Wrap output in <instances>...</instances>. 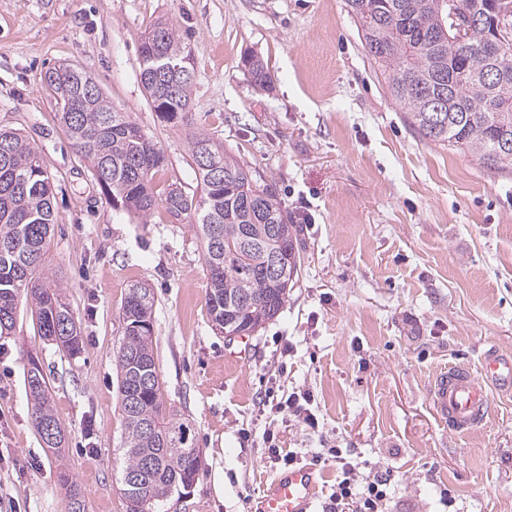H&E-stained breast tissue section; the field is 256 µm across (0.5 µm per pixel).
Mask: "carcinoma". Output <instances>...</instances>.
<instances>
[{"instance_id":"obj_1","label":"carcinoma","mask_w":512,"mask_h":512,"mask_svg":"<svg viewBox=\"0 0 512 512\" xmlns=\"http://www.w3.org/2000/svg\"><path fill=\"white\" fill-rule=\"evenodd\" d=\"M479 23L459 43L449 30L441 0H346L364 49L388 76L390 94L404 105L425 139L472 153L481 164L512 169V41L489 56L484 47L497 14L491 0H463ZM177 64L189 57L173 28L159 24L139 47L141 61L152 48ZM254 83L270 82L261 60L243 57ZM57 117L72 145L89 162L115 207L147 216L155 208L154 171L165 158L150 137L102 90L60 68L47 71ZM168 108L164 121L191 130L192 162L206 151L224 169L219 182L196 168L199 195L178 189L162 204L175 219L191 221L207 280L206 306L212 325L226 337L249 336L274 319L296 283L300 254L297 229L272 184L257 185L248 167L206 133L191 129L190 93L165 83L148 88ZM54 227L50 177L38 150L20 133L0 130V336L9 335L18 308H35L39 331L65 355L84 349L76 317L58 287L43 272ZM154 293L132 285L121 308L124 332L116 349L121 447L125 465L121 491L128 512H155L199 471L198 448L187 422L164 405L153 356ZM24 384L36 429L58 424L42 365L28 356ZM69 512H85L75 483L61 475Z\"/></svg>"}]
</instances>
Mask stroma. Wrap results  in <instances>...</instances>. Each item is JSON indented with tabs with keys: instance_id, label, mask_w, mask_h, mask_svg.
Segmentation results:
<instances>
[{
	"instance_id": "35a3bbf8",
	"label": "stroma",
	"mask_w": 512,
	"mask_h": 512,
	"mask_svg": "<svg viewBox=\"0 0 512 512\" xmlns=\"http://www.w3.org/2000/svg\"><path fill=\"white\" fill-rule=\"evenodd\" d=\"M160 21L191 54L195 130L222 141L257 183L276 185L298 229V279L251 336L213 327L187 221L160 205L144 218L112 206L43 81L63 64L88 71L163 152L157 198L193 194L187 132L158 118L140 80L141 38ZM249 53L267 67L268 87L244 69ZM1 128L20 132L51 174L47 264L84 350L58 352L28 305L0 338V512H68L65 474L86 512H127L114 351L137 283L155 294L165 403L201 452L196 483L159 512H257L281 471L265 460L258 408L270 386L315 396L318 431L275 425L281 451L322 475L311 512L329 504L337 448L361 475L389 470L384 512H512V393L493 390L487 424L465 435L430 405L441 368H480L492 349L512 355V171L412 129L346 0H0ZM30 355L48 376L58 449L31 420Z\"/></svg>"
}]
</instances>
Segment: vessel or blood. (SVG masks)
Listing matches in <instances>:
<instances>
[{
    "instance_id": "b4317fda",
    "label": "vessel or blood",
    "mask_w": 512,
    "mask_h": 512,
    "mask_svg": "<svg viewBox=\"0 0 512 512\" xmlns=\"http://www.w3.org/2000/svg\"><path fill=\"white\" fill-rule=\"evenodd\" d=\"M512 387V357H486L480 371L464 364L440 370L431 385L430 404L449 430L467 433L486 423L491 411L490 387ZM316 487L309 465L289 468L270 485L260 512H309Z\"/></svg>"
}]
</instances>
